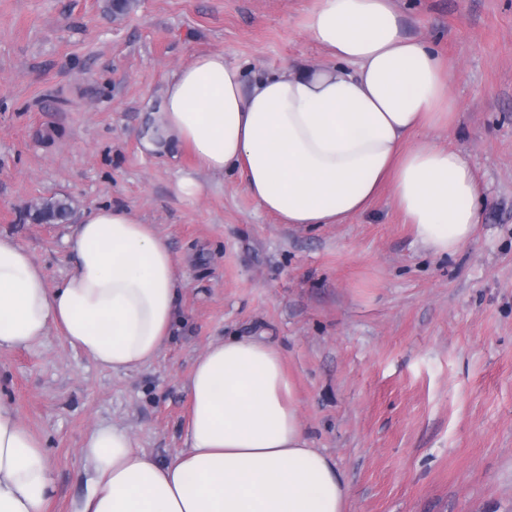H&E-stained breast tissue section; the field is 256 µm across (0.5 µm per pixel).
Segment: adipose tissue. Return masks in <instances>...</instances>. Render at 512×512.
<instances>
[{"instance_id": "ef3b65f1", "label": "adipose tissue", "mask_w": 512, "mask_h": 512, "mask_svg": "<svg viewBox=\"0 0 512 512\" xmlns=\"http://www.w3.org/2000/svg\"><path fill=\"white\" fill-rule=\"evenodd\" d=\"M303 25L332 60L245 83L223 52L198 54L169 79L152 154L173 145L199 169L239 173L282 224H341L382 188L432 254L459 252L480 222L484 188L460 152L418 130L451 127L456 70L411 38L391 0H315ZM71 271L49 287L42 266L0 238V353L57 331L115 372L153 361L173 334L186 284L153 225L100 205L69 225ZM185 448L159 461L117 426L94 428L81 512H348L350 487L299 417L279 351L228 336L196 360ZM53 476L43 442L0 404V512H46Z\"/></svg>"}]
</instances>
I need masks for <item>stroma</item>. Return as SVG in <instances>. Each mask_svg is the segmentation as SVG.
Wrapping results in <instances>:
<instances>
[{"instance_id":"1","label":"stroma","mask_w":512,"mask_h":512,"mask_svg":"<svg viewBox=\"0 0 512 512\" xmlns=\"http://www.w3.org/2000/svg\"><path fill=\"white\" fill-rule=\"evenodd\" d=\"M0 0V236L42 265L73 266L61 224L24 216L66 194L154 225L188 286L174 333L142 369L115 373L57 332L0 355V404L53 465L47 512H77L96 427L129 430L161 460L184 447V384L227 336L281 354L315 448L351 490L349 512H512V0H393L407 35L457 69L455 125L413 134L462 152L486 200L472 241L437 257L389 190L343 224H281L240 177H195L186 152L145 154L172 74L223 52L250 75L315 68L302 28L314 0Z\"/></svg>"}]
</instances>
